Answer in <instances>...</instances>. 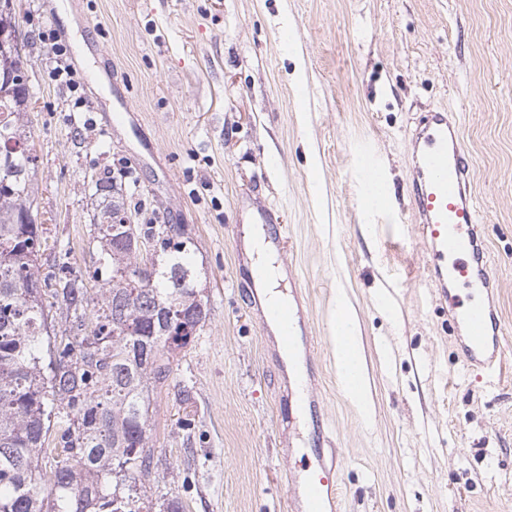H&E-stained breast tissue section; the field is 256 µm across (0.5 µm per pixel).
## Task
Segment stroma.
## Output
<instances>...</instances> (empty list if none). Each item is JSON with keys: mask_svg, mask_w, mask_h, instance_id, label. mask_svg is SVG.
Returning a JSON list of instances; mask_svg holds the SVG:
<instances>
[{"mask_svg": "<svg viewBox=\"0 0 512 512\" xmlns=\"http://www.w3.org/2000/svg\"><path fill=\"white\" fill-rule=\"evenodd\" d=\"M19 11L43 269L97 289L90 177L106 169L127 170L130 206L194 241L208 315L153 396L141 512H289L280 476L313 465V424L282 425L278 401L308 383L344 458L339 512H512V353L494 376L457 353L414 228L409 150L423 113L458 120L512 350V0H20ZM51 32L92 46L67 59L75 88L49 77ZM368 159L388 190L375 208ZM256 184L288 226L277 265L309 310L312 379L280 371L285 355L241 290ZM341 294L358 319L367 417L336 368Z\"/></svg>", "mask_w": 512, "mask_h": 512, "instance_id": "35a3bbf8", "label": "stroma"}]
</instances>
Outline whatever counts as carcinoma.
Returning a JSON list of instances; mask_svg holds the SVG:
<instances>
[{
	"label": "carcinoma",
	"instance_id": "carcinoma-1",
	"mask_svg": "<svg viewBox=\"0 0 512 512\" xmlns=\"http://www.w3.org/2000/svg\"><path fill=\"white\" fill-rule=\"evenodd\" d=\"M16 0H0V512H139L126 488L151 473L150 395L208 310L180 224H137L111 172L95 175L93 294L40 273L45 229L34 213L37 155L27 119L31 65ZM166 257L135 277L130 240ZM66 311L48 327L45 296ZM63 427L50 476L45 437Z\"/></svg>",
	"mask_w": 512,
	"mask_h": 512
}]
</instances>
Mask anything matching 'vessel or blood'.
<instances>
[{
	"instance_id": "b4317fda",
	"label": "vessel or blood",
	"mask_w": 512,
	"mask_h": 512,
	"mask_svg": "<svg viewBox=\"0 0 512 512\" xmlns=\"http://www.w3.org/2000/svg\"><path fill=\"white\" fill-rule=\"evenodd\" d=\"M411 155L415 220L427 248V269L448 309L456 349L467 365L496 370L506 357L504 328L473 193V162L457 124L447 113H426L411 139ZM258 218L274 226L268 236L270 248L285 250L286 226L274 224L267 209L260 210ZM261 321L276 327L283 349L299 352L305 363H313L315 338L301 321L300 300L263 308ZM325 437L323 428H316L312 449L316 468L301 478L293 474L284 478L289 512H336L338 508L341 487L337 473L342 461L325 451Z\"/></svg>"
}]
</instances>
